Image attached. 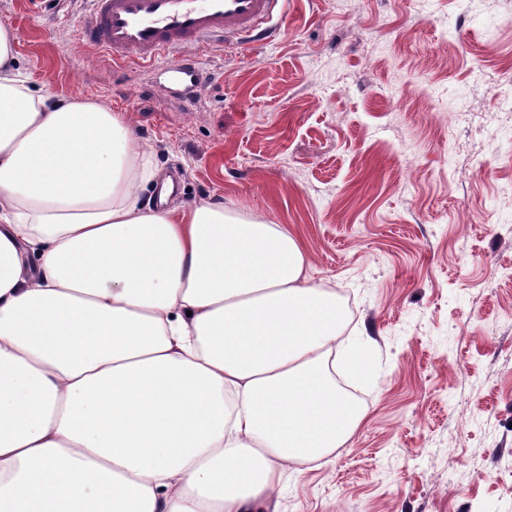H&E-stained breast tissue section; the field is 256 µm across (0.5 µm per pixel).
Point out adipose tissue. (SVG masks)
<instances>
[{
    "label": "adipose tissue",
    "mask_w": 512,
    "mask_h": 512,
    "mask_svg": "<svg viewBox=\"0 0 512 512\" xmlns=\"http://www.w3.org/2000/svg\"><path fill=\"white\" fill-rule=\"evenodd\" d=\"M0 26V512H256L365 420L284 225L161 184L123 118L34 90Z\"/></svg>",
    "instance_id": "ef3b65f1"
}]
</instances>
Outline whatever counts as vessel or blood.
<instances>
[{"instance_id": "vessel-or-blood-1", "label": "vessel or blood", "mask_w": 512, "mask_h": 512, "mask_svg": "<svg viewBox=\"0 0 512 512\" xmlns=\"http://www.w3.org/2000/svg\"><path fill=\"white\" fill-rule=\"evenodd\" d=\"M288 0H90L82 39L118 63H148L188 97L215 39L255 43L286 23Z\"/></svg>"}]
</instances>
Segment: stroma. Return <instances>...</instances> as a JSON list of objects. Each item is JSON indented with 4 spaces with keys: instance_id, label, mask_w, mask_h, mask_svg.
I'll return each instance as SVG.
<instances>
[{
    "instance_id": "stroma-1",
    "label": "stroma",
    "mask_w": 512,
    "mask_h": 512,
    "mask_svg": "<svg viewBox=\"0 0 512 512\" xmlns=\"http://www.w3.org/2000/svg\"><path fill=\"white\" fill-rule=\"evenodd\" d=\"M88 8L0 0L30 85L120 113L175 205L286 225L355 297L369 370L336 372L369 417L265 512H512V0H288L190 99L82 42Z\"/></svg>"
}]
</instances>
